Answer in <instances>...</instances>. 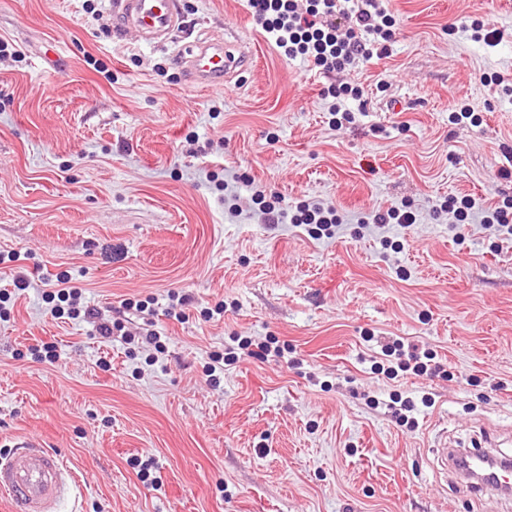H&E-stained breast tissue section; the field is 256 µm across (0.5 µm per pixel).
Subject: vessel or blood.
<instances>
[{"label": "vessel or blood", "mask_w": 512, "mask_h": 512, "mask_svg": "<svg viewBox=\"0 0 512 512\" xmlns=\"http://www.w3.org/2000/svg\"><path fill=\"white\" fill-rule=\"evenodd\" d=\"M110 9L119 31H134L150 45L168 41L182 20L180 0H111ZM179 60L194 82L217 89L253 65L234 45L203 39L182 50ZM77 482L73 469L39 439L21 438L0 453V497L9 500L12 512H59Z\"/></svg>", "instance_id": "b4317fda"}]
</instances>
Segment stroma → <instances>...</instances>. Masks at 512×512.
<instances>
[{"label":"stroma","mask_w":512,"mask_h":512,"mask_svg":"<svg viewBox=\"0 0 512 512\" xmlns=\"http://www.w3.org/2000/svg\"><path fill=\"white\" fill-rule=\"evenodd\" d=\"M386 6L389 56L326 75L285 59L247 0H181L163 46L115 31L107 0H0V448L36 436L63 456L79 482L61 512H512L444 458L487 439L512 457V241L492 250L478 218L438 208L512 198V0ZM473 19L493 44L450 32ZM204 37L252 69L194 83L176 53ZM332 84L363 91L339 129ZM465 106L475 120L450 123ZM257 189L335 206L333 235L266 223ZM403 206L415 224L373 223ZM65 272L121 333L51 317L42 295ZM234 336L275 337L289 362L247 357L212 383ZM397 338L440 373L375 371ZM45 343L55 360L34 357Z\"/></svg>","instance_id":"35a3bbf8"}]
</instances>
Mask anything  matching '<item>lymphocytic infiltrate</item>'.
<instances>
[{
    "label": "lymphocytic infiltrate",
    "instance_id": "lymphocytic-infiltrate-1",
    "mask_svg": "<svg viewBox=\"0 0 512 512\" xmlns=\"http://www.w3.org/2000/svg\"><path fill=\"white\" fill-rule=\"evenodd\" d=\"M254 24L271 36L289 59L313 61L325 74L342 70L360 60L384 56L395 38V21L383 0H248ZM271 224H305L312 235L330 234L337 218L333 207L302 205L298 214L267 207ZM261 360L283 358L284 349L273 340L257 342L236 337L213 356L206 372L215 376L219 364L231 365L242 357Z\"/></svg>",
    "mask_w": 512,
    "mask_h": 512
}]
</instances>
